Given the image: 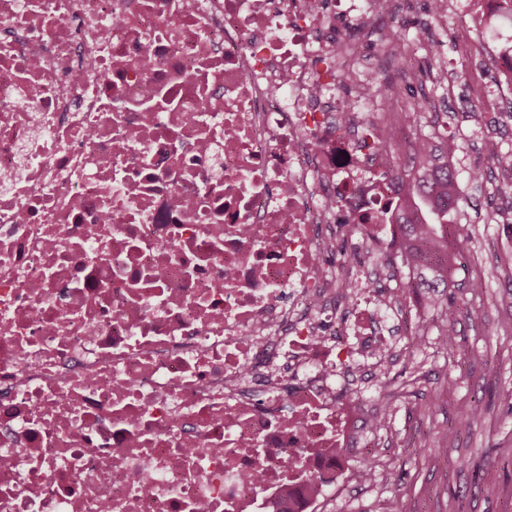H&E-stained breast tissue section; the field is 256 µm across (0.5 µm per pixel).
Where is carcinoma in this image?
I'll use <instances>...</instances> for the list:
<instances>
[{
  "label": "carcinoma",
  "mask_w": 512,
  "mask_h": 512,
  "mask_svg": "<svg viewBox=\"0 0 512 512\" xmlns=\"http://www.w3.org/2000/svg\"><path fill=\"white\" fill-rule=\"evenodd\" d=\"M417 166L397 176L403 204L395 214L408 243L405 259L414 270L413 288H447L448 241L463 239L455 214L463 202L452 157L454 136L431 129L419 133ZM432 305L447 323L456 320L451 298L432 297Z\"/></svg>",
  "instance_id": "1"
}]
</instances>
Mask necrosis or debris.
I'll use <instances>...</instances> for the list:
<instances>
[{
  "label": "necrosis or debris",
  "mask_w": 512,
  "mask_h": 512,
  "mask_svg": "<svg viewBox=\"0 0 512 512\" xmlns=\"http://www.w3.org/2000/svg\"><path fill=\"white\" fill-rule=\"evenodd\" d=\"M392 5L0 0V512H314L369 453L395 300L328 254L400 245Z\"/></svg>",
  "instance_id": "4bbe7bcc"
}]
</instances>
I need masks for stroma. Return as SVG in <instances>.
<instances>
[{
  "mask_svg": "<svg viewBox=\"0 0 512 512\" xmlns=\"http://www.w3.org/2000/svg\"><path fill=\"white\" fill-rule=\"evenodd\" d=\"M465 28L473 55L458 61L450 31ZM435 50L461 89L493 83L490 35L512 43V31L492 32L480 11L467 18L447 13L435 23ZM459 166L463 201L458 217L468 218L472 233L448 272L451 291L461 308L454 324L442 325L431 307H400L405 321L427 322L431 335H448L439 346L389 377L388 430L378 439L382 461L372 477L376 491L362 486L359 461H351L343 488L317 512H512V278L504 266L512 257V224H485L481 214L500 207L499 198L476 196L471 170L504 176L489 163L481 144L465 150ZM481 280L479 291L469 284ZM484 319L471 321L469 308Z\"/></svg>",
  "mask_w": 512,
  "mask_h": 512,
  "instance_id": "obj_1",
  "label": "stroma"
}]
</instances>
